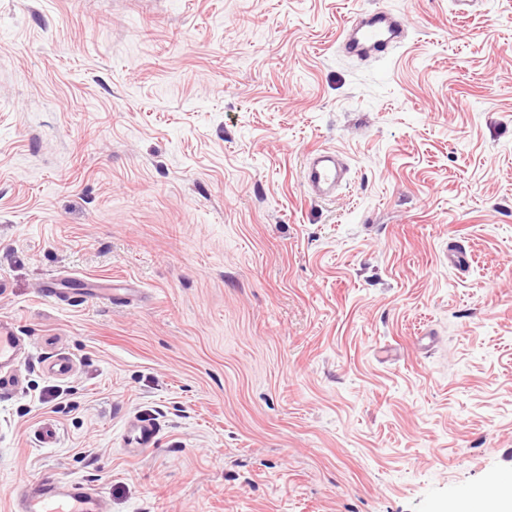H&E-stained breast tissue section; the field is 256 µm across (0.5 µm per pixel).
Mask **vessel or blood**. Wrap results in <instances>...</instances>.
Here are the masks:
<instances>
[{
    "mask_svg": "<svg viewBox=\"0 0 512 512\" xmlns=\"http://www.w3.org/2000/svg\"><path fill=\"white\" fill-rule=\"evenodd\" d=\"M408 37L404 22L393 13L370 9L357 14L344 26L339 46L345 54L360 60L385 59ZM346 169L334 150L311 151L302 179L307 192L317 198L335 195ZM24 347V340L12 323H0V365L11 362ZM159 430L153 422L133 419L125 429L128 447L145 450L155 447ZM9 512H103V499L93 485L83 480L62 481L51 474L21 486L15 492Z\"/></svg>",
    "mask_w": 512,
    "mask_h": 512,
    "instance_id": "b4317fda",
    "label": "vessel or blood"
}]
</instances>
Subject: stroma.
Masks as SVG:
<instances>
[{"mask_svg":"<svg viewBox=\"0 0 512 512\" xmlns=\"http://www.w3.org/2000/svg\"><path fill=\"white\" fill-rule=\"evenodd\" d=\"M374 8L408 40L359 62L339 35ZM452 9L0 0V320L26 340L0 394V512L47 473L107 512H452L498 493L512 0ZM322 147L350 168L329 202L301 182ZM69 277L137 295L40 296ZM136 417L156 448H125Z\"/></svg>","mask_w":512,"mask_h":512,"instance_id":"stroma-1","label":"stroma"}]
</instances>
